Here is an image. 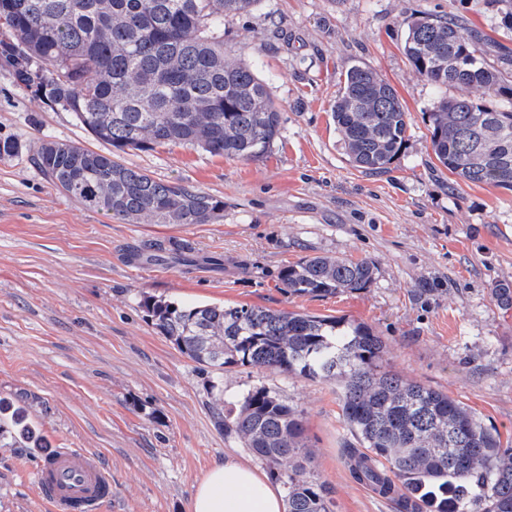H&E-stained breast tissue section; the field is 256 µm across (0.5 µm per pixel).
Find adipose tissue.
<instances>
[{"instance_id":"adipose-tissue-1","label":"adipose tissue","mask_w":512,"mask_h":512,"mask_svg":"<svg viewBox=\"0 0 512 512\" xmlns=\"http://www.w3.org/2000/svg\"><path fill=\"white\" fill-rule=\"evenodd\" d=\"M283 494L279 485L242 462L225 456L198 482L190 512H283Z\"/></svg>"}]
</instances>
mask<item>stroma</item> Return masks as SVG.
Here are the masks:
<instances>
[{
	"label": "stroma",
	"mask_w": 512,
	"mask_h": 512,
	"mask_svg": "<svg viewBox=\"0 0 512 512\" xmlns=\"http://www.w3.org/2000/svg\"><path fill=\"white\" fill-rule=\"evenodd\" d=\"M455 18L485 62L512 75V30L496 0H260L224 20V44L257 62L283 133L254 160L187 147L129 151L122 161L223 200L211 224H127L60 193L35 163L40 140L99 151L72 113L19 87L0 61V397L23 404L51 448H85L112 472L109 512H190L197 482L225 455L260 467L219 429L216 376L180 352L140 301L260 306L367 325L385 366L476 410L512 440V191L466 184L435 159L428 113L439 93L403 53L410 21ZM396 89L407 141L389 171L348 161L330 112L355 63ZM184 255L156 261L155 246ZM314 255L371 260L369 287L291 296L282 268ZM224 394L262 383L303 410L310 467L335 512H404L351 474L358 441L335 383L226 369ZM40 451L0 444V512H47L34 482Z\"/></svg>",
	"instance_id": "stroma-1"
}]
</instances>
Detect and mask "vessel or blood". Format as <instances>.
<instances>
[{
  "label": "vessel or blood",
  "instance_id": "1",
  "mask_svg": "<svg viewBox=\"0 0 512 512\" xmlns=\"http://www.w3.org/2000/svg\"><path fill=\"white\" fill-rule=\"evenodd\" d=\"M35 478L51 512H105L112 501L109 467L83 448L58 449L39 462Z\"/></svg>",
  "mask_w": 512,
  "mask_h": 512
}]
</instances>
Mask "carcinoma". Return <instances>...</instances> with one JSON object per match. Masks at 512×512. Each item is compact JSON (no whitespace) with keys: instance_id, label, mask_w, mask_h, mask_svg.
<instances>
[{"instance_id":"obj_1","label":"carcinoma","mask_w":512,"mask_h":512,"mask_svg":"<svg viewBox=\"0 0 512 512\" xmlns=\"http://www.w3.org/2000/svg\"><path fill=\"white\" fill-rule=\"evenodd\" d=\"M260 0H0V58L44 104L74 114L102 151L42 140L36 164L58 190L88 209L131 224H210L224 201L181 182H161L119 153L189 146L250 160L281 136L282 112L255 65L224 47V18ZM404 53L437 87L482 97H442L428 112L436 160L466 184L512 190V80L480 59L451 19L411 21ZM349 161L364 173L389 169L408 130L396 90L354 65L331 106ZM368 260L309 256L283 269L291 296L367 287ZM159 332L192 361L218 373L246 366L335 382L342 416L359 439L355 473L412 512H512V448L448 394L383 367L386 344L338 318L255 306L141 301ZM218 424L244 439L285 493L286 512H333L331 490L307 468L304 415L273 388L224 400ZM44 448L23 408L0 399V442Z\"/></svg>"}]
</instances>
